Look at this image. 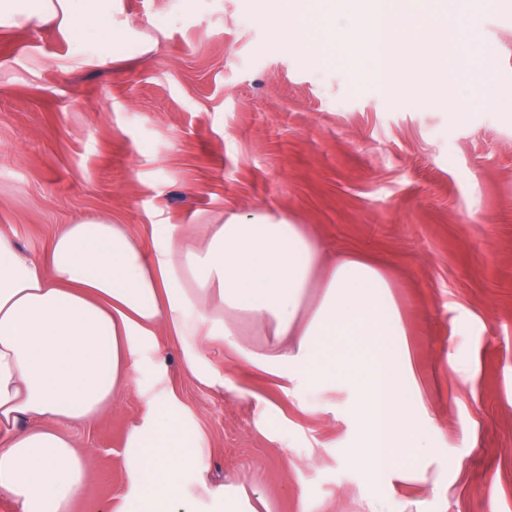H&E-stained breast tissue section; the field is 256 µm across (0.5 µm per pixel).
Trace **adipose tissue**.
Returning a JSON list of instances; mask_svg holds the SVG:
<instances>
[{"label":"adipose tissue","instance_id":"ef3b65f1","mask_svg":"<svg viewBox=\"0 0 512 512\" xmlns=\"http://www.w3.org/2000/svg\"><path fill=\"white\" fill-rule=\"evenodd\" d=\"M306 42L320 52L346 19L357 49L382 77L395 62L431 65L448 29L400 41L396 0H320ZM121 0H0V31L55 25L64 37L112 18ZM183 224H153L150 248L103 217L64 225L44 257L0 231V498L17 512H72L90 469L70 434L128 392L152 368L124 443L127 489L113 512H194L224 491L203 477L209 440L148 352L167 336L183 367L205 387L224 378L209 360L220 343L257 371L296 387L342 381L363 428L352 456L368 470L401 448H422L413 414L423 408L404 321L391 284L356 255L325 260L303 225L260 211L211 224L203 239ZM272 329L271 353L249 349L238 318Z\"/></svg>","mask_w":512,"mask_h":512}]
</instances>
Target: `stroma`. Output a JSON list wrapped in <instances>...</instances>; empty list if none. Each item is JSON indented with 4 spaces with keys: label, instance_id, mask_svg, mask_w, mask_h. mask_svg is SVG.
<instances>
[{
    "label": "stroma",
    "instance_id": "stroma-1",
    "mask_svg": "<svg viewBox=\"0 0 512 512\" xmlns=\"http://www.w3.org/2000/svg\"><path fill=\"white\" fill-rule=\"evenodd\" d=\"M469 37L494 54L455 64L456 33L397 83L350 63L341 26L323 53L281 38L252 0H122L114 23L67 39L0 33V229L42 254L65 224L104 216L148 244L153 224L259 210L305 225L324 255L387 274L426 408L425 449L374 474L344 383L283 389L224 345V388L168 375L210 441L206 477L259 512H512V0H475ZM148 41L149 52L138 50ZM462 370L445 371L446 355ZM142 398L71 428L92 455L74 512L125 491L124 440Z\"/></svg>",
    "mask_w": 512,
    "mask_h": 512
}]
</instances>
